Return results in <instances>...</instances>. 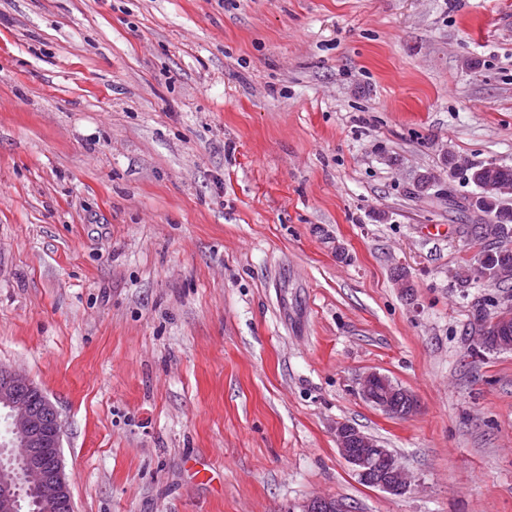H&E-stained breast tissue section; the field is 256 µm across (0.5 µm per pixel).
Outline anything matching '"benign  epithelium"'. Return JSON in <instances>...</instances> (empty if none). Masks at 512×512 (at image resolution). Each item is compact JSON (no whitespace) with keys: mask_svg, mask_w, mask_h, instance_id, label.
<instances>
[{"mask_svg":"<svg viewBox=\"0 0 512 512\" xmlns=\"http://www.w3.org/2000/svg\"><path fill=\"white\" fill-rule=\"evenodd\" d=\"M399 385L378 372H367L359 379L362 398L389 416L409 417L417 402L408 390L403 413L391 404ZM6 410L11 437L0 441V512H24L32 495L41 504L73 501L61 458L62 426L54 404L28 376L0 366V409ZM336 445L342 458L363 483L393 495L412 488V480L397 456L378 446L375 439L359 428L336 425ZM55 449L53 461L46 450ZM340 499L313 496L302 505V512H348Z\"/></svg>","mask_w":512,"mask_h":512,"instance_id":"benign-epithelium-1","label":"benign epithelium"}]
</instances>
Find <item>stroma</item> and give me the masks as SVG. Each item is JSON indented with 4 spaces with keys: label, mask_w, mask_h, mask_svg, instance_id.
Instances as JSON below:
<instances>
[{
    "label": "stroma",
    "mask_w": 512,
    "mask_h": 512,
    "mask_svg": "<svg viewBox=\"0 0 512 512\" xmlns=\"http://www.w3.org/2000/svg\"><path fill=\"white\" fill-rule=\"evenodd\" d=\"M449 154L512 166V0H0V366L75 512H512ZM340 422L416 489L361 484ZM359 394L375 408L394 417H409L417 410V402L410 391L393 383L392 380L378 372H367L359 379ZM379 387L382 388L379 389ZM400 388L407 398V408L400 414L397 407L391 404V397ZM302 512H348L349 507L343 500L324 496H313L302 506Z\"/></svg>",
    "instance_id": "obj_1"
}]
</instances>
